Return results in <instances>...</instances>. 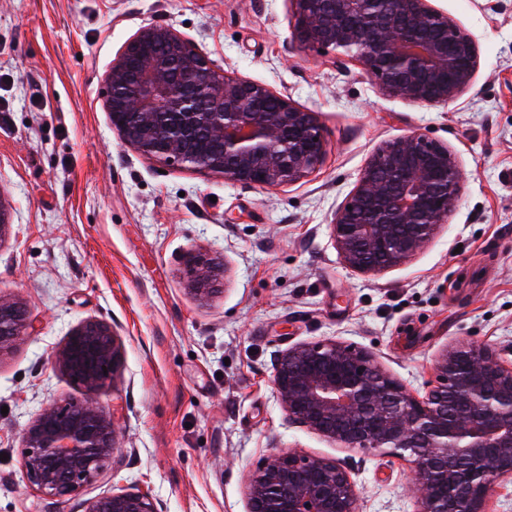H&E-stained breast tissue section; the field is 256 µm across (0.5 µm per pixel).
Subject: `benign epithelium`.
<instances>
[{"mask_svg":"<svg viewBox=\"0 0 512 512\" xmlns=\"http://www.w3.org/2000/svg\"><path fill=\"white\" fill-rule=\"evenodd\" d=\"M294 38L345 56L378 92L420 105L448 104L474 83L473 37L430 0H290ZM112 130L139 156L179 164L262 189L290 185L325 153L316 114L290 96L219 73L174 29L140 28L105 75ZM462 174L448 146L419 131L385 142L368 160L330 225L344 263L371 272L424 248L447 223ZM15 211L0 191V244ZM197 299L214 293L221 264L183 257ZM23 306L0 296V357L24 335ZM121 362L111 327L74 328L56 363L86 398L48 405L23 430L20 466L28 483L60 501L111 466L112 416L95 403ZM436 385L413 396L364 351L335 339L302 343L277 358L273 386L288 422L365 453L408 457L424 490L417 512H484L500 482L512 480V360L489 345L460 343L434 365ZM248 512H355L354 481L339 463L291 451L247 476ZM81 512H161L150 490L106 494Z\"/></svg>","mask_w":512,"mask_h":512,"instance_id":"benign-epithelium-1","label":"benign epithelium"}]
</instances>
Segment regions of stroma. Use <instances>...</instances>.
Wrapping results in <instances>:
<instances>
[{"mask_svg":"<svg viewBox=\"0 0 512 512\" xmlns=\"http://www.w3.org/2000/svg\"><path fill=\"white\" fill-rule=\"evenodd\" d=\"M432 4L472 35L479 68L455 101L422 106L380 95L344 57L300 48L289 0H0V190L15 208L0 295L30 321L0 358V512H79L141 487L163 512H247L248 473L279 450L347 468L359 512H416L408 461L289 423L272 376L281 351L336 339L421 397L447 346L512 354V0ZM150 23L315 112L322 164L261 190L123 147L104 75ZM414 130L455 153L458 204L405 262L353 270L330 235L335 212L376 149ZM191 251L224 265L209 300L188 289ZM87 320L121 345L97 396L117 449L105 476L62 502L26 482L20 434L51 403L83 398L54 356Z\"/></svg>","mask_w":512,"mask_h":512,"instance_id":"35a3bbf8","label":"stroma"}]
</instances>
